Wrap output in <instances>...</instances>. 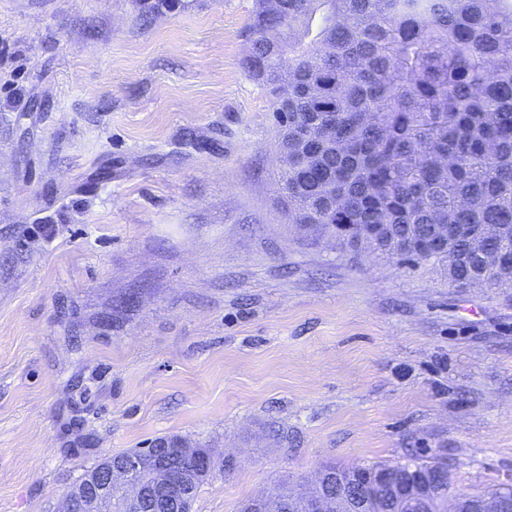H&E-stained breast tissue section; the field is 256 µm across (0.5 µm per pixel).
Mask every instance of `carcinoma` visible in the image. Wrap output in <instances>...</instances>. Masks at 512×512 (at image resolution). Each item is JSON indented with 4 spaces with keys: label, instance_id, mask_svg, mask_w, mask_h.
Masks as SVG:
<instances>
[{
    "label": "carcinoma",
    "instance_id": "1",
    "mask_svg": "<svg viewBox=\"0 0 512 512\" xmlns=\"http://www.w3.org/2000/svg\"><path fill=\"white\" fill-rule=\"evenodd\" d=\"M246 40L288 155V222L460 288H512L511 6L256 0ZM487 224L497 238L478 253ZM198 452L202 483L216 462Z\"/></svg>",
    "mask_w": 512,
    "mask_h": 512
}]
</instances>
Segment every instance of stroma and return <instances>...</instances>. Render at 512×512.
I'll list each match as a JSON object with an SVG mask.
<instances>
[{"instance_id": "35a3bbf8", "label": "stroma", "mask_w": 512, "mask_h": 512, "mask_svg": "<svg viewBox=\"0 0 512 512\" xmlns=\"http://www.w3.org/2000/svg\"><path fill=\"white\" fill-rule=\"evenodd\" d=\"M255 6L0 0V512L159 438L236 460L192 512L408 456L512 484V288L288 223Z\"/></svg>"}]
</instances>
